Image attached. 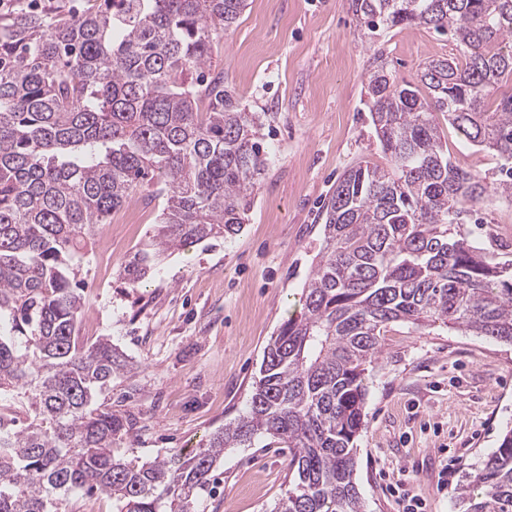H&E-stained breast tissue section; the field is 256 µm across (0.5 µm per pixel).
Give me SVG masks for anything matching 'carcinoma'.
<instances>
[{"mask_svg":"<svg viewBox=\"0 0 512 512\" xmlns=\"http://www.w3.org/2000/svg\"><path fill=\"white\" fill-rule=\"evenodd\" d=\"M246 6L45 0L0 15V512H51L82 490L115 512H194L224 449L262 438L290 449L274 512H364L365 376L390 325L512 345V258L458 230L489 192L512 200V0H349L369 30L432 29L458 54L424 64L426 96L382 63L368 76L388 163L349 169L324 202L302 312L271 338L246 413L189 454L115 455L136 426L101 402L123 354L105 336L79 340L72 260L154 179L163 206L119 271L128 286L163 255L239 234L267 167L265 113L205 74ZM435 112L497 158L494 186L451 161ZM458 498L464 512H512V429Z\"/></svg>","mask_w":512,"mask_h":512,"instance_id":"1","label":"carcinoma"}]
</instances>
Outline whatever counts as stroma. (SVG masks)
<instances>
[{
	"label": "stroma",
	"mask_w": 512,
	"mask_h": 512,
	"mask_svg": "<svg viewBox=\"0 0 512 512\" xmlns=\"http://www.w3.org/2000/svg\"><path fill=\"white\" fill-rule=\"evenodd\" d=\"M447 37L417 26L360 27L347 0H248L213 50L242 107L265 113L270 153L242 231L165 259L138 288L119 268L147 241L162 202L139 195V221L113 213L74 264L80 334L109 337L125 357L105 401L132 414L125 460L188 453L245 411L264 351L299 314L322 248L315 216L339 177L385 164L370 122L367 78L382 57L397 84L417 83ZM452 161L495 181L497 162L434 113ZM470 239L512 247V202L464 215ZM355 479L365 512H401L398 489L426 512H460L455 489L512 428V346L444 326L391 325L367 373ZM289 451L258 441L228 448L197 512H271L288 490Z\"/></svg>",
	"instance_id": "obj_1"
}]
</instances>
